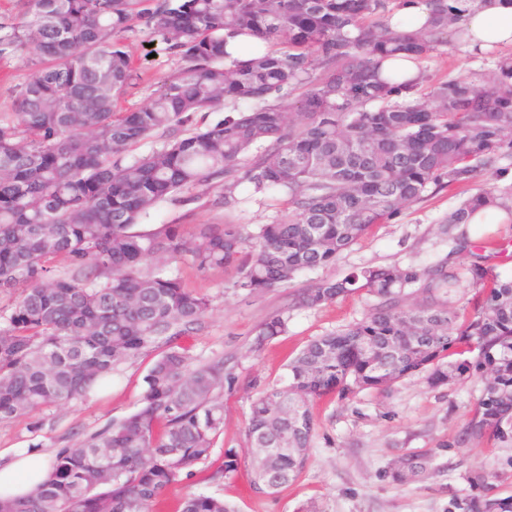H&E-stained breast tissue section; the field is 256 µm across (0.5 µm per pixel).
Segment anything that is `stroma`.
<instances>
[{
	"label": "stroma",
	"mask_w": 512,
	"mask_h": 512,
	"mask_svg": "<svg viewBox=\"0 0 512 512\" xmlns=\"http://www.w3.org/2000/svg\"><path fill=\"white\" fill-rule=\"evenodd\" d=\"M128 50L142 80L120 101L123 109L147 102L159 81L176 65L161 44L151 43L143 33L130 38ZM496 64L495 56L458 45L434 54L423 67L431 82L439 83L451 77L475 81ZM507 165V172L500 177L488 170L475 183L430 190L422 201L370 230L344 251L335 265L305 272L287 289L251 295L234 288L236 269L201 274L186 264L172 266V273L212 302L206 328L186 337L185 345L198 360L223 357L235 376L224 388V433L213 450L212 467L223 464L225 452L241 455L246 446L250 406L259 393L253 380H282L289 361L300 350L320 336L361 320L371 303L369 296L360 293L319 307L292 309L288 306L291 289L365 265L405 268L434 263L448 252L441 219L476 188L512 185V158ZM237 195L240 203L231 211L211 208L205 196L186 205L163 202L150 222L176 224L190 232L199 224L232 221L253 233L258 225L282 215L277 201L253 193L249 185H241ZM276 311L288 320L286 333L261 351H253L257 326ZM150 364L147 357L121 363L112 372L111 386L88 398L0 422V450L38 448L52 457L129 415L137 407ZM480 387L479 379L465 378L434 388L426 373L416 372L383 393L367 390L323 399L312 408L315 432L309 461L293 484L273 496L255 493L250 484V462L241 456L236 471L207 484L206 490L235 504L239 512H297L308 502L315 503L320 512H455L453 501L470 492L468 474L480 470L492 477V495L512 496V468L504 464L507 450L491 452L477 443L455 442ZM430 448L437 449L438 455L429 478L398 484L384 477V468L398 456Z\"/></svg>",
	"instance_id": "stroma-1"
}]
</instances>
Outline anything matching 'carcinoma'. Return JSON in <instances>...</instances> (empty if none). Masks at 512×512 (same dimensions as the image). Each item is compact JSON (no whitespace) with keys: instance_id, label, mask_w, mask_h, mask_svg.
I'll use <instances>...</instances> for the list:
<instances>
[{"instance_id":"cac0c4a2","label":"carcinoma","mask_w":512,"mask_h":512,"mask_svg":"<svg viewBox=\"0 0 512 512\" xmlns=\"http://www.w3.org/2000/svg\"><path fill=\"white\" fill-rule=\"evenodd\" d=\"M0 16V57L31 71L0 113V421L86 397L119 363L148 352L135 411L64 448L51 475L5 512H159L172 487L206 471L224 432L220 398L234 379L224 357L196 364L182 343L200 331L208 297L165 268L234 266L233 287L281 288L325 268L360 237L430 187L473 182L512 156V58L476 84L450 78L431 90L422 63L470 40L448 0H421L427 22L407 29L402 0H15ZM143 30L177 66L143 106L117 112L140 77L124 39ZM250 55L234 57L230 41ZM409 58L418 72L383 70ZM229 114L214 124L208 113ZM145 155L131 149L152 137ZM279 197L284 215L245 233L238 224L136 227L159 203L201 188L212 206L239 203L237 189ZM512 228V188H478L444 223H474L485 209ZM448 254L419 268L360 267L292 296L317 307L349 293L375 299L358 322L311 341L268 385L245 430L252 487L273 494L308 463L316 400L384 392L428 371L437 387L476 375L480 396L456 442L512 448V261L494 237L448 232ZM477 289L468 307L434 301L460 278ZM425 302L407 304L409 289ZM268 316L253 350L283 335ZM437 449L399 456L394 482L423 477ZM237 454L207 481L236 470ZM460 512H512L468 477ZM178 512H238L197 491Z\"/></svg>"}]
</instances>
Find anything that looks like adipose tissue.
<instances>
[{
  "mask_svg": "<svg viewBox=\"0 0 512 512\" xmlns=\"http://www.w3.org/2000/svg\"><path fill=\"white\" fill-rule=\"evenodd\" d=\"M471 34L470 45L495 43L512 47V0H478L461 18ZM50 474V462L40 450L0 452V499L15 500L33 494Z\"/></svg>",
  "mask_w": 512,
  "mask_h": 512,
  "instance_id": "obj_1",
  "label": "adipose tissue"
}]
</instances>
